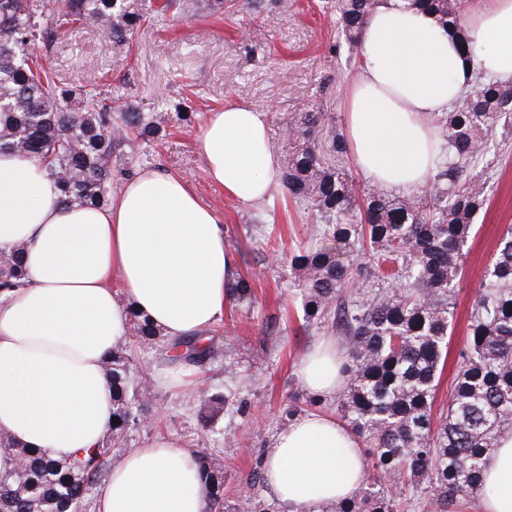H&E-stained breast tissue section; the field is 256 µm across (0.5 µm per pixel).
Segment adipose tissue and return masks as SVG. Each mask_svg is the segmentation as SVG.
I'll return each instance as SVG.
<instances>
[{"mask_svg":"<svg viewBox=\"0 0 512 512\" xmlns=\"http://www.w3.org/2000/svg\"><path fill=\"white\" fill-rule=\"evenodd\" d=\"M512 81V0H482L462 29L405 0H377L358 74L344 99L349 150L370 184L422 187L440 161L431 118L461 103L476 72ZM200 149L212 183L242 204L271 193L277 164L264 114L242 103L209 113ZM45 165L0 154V251H25L24 287L0 297V433L67 459L112 428L105 360L137 310L171 339L208 332L230 304L235 260L221 218L178 177L146 169L103 207L57 202ZM332 339L298 367L331 397L345 378ZM260 464L284 512H321L365 477L360 440L336 417L309 412L273 439ZM481 512H512V434L488 456ZM197 455L168 438L128 451L101 488L96 512H206Z\"/></svg>","mask_w":512,"mask_h":512,"instance_id":"adipose-tissue-1","label":"adipose tissue"}]
</instances>
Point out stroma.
<instances>
[{
	"mask_svg": "<svg viewBox=\"0 0 512 512\" xmlns=\"http://www.w3.org/2000/svg\"><path fill=\"white\" fill-rule=\"evenodd\" d=\"M292 3L288 12L271 18L248 9L224 16L202 13L190 20L170 17L141 28L122 48L86 25L35 46L62 83L95 91L107 104L120 95L141 111L173 114L163 140H138L116 151L114 184L122 186L128 175L144 168L178 176L222 218L236 274L255 280V303L230 304L212 328L226 357L208 365L196 384L168 387L159 382V371L172 362L163 347L130 340L122 345L135 368L133 388H147L153 404L150 418L128 431L123 451L168 437L186 449L212 453L224 464V494L233 505L251 494L246 478L283 427L280 412L290 396L308 397L297 368L328 331L301 329L291 316L299 286L285 258L312 232L315 218L308 204L288 200L280 185L255 204L227 198L209 180L199 140L207 113L236 101L266 114L270 145L282 168L289 159L286 129L292 113H326L329 125L344 131L346 87L359 65L330 52L336 18L325 0ZM162 92L167 95L163 104L157 101ZM183 106L191 121L177 119ZM478 169L491 191L463 258L450 343L454 354L466 341L468 312L481 274L502 231L512 225V141L490 152ZM270 315L277 319L271 331L266 328ZM228 359L236 365V377L224 374ZM204 388L240 394L244 411H223L213 429L205 430L200 418Z\"/></svg>",
	"mask_w": 512,
	"mask_h": 512,
	"instance_id": "obj_1",
	"label": "stroma"
}]
</instances>
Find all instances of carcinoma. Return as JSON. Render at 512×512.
<instances>
[{
	"instance_id": "cac0c4a2",
	"label": "carcinoma",
	"mask_w": 512,
	"mask_h": 512,
	"mask_svg": "<svg viewBox=\"0 0 512 512\" xmlns=\"http://www.w3.org/2000/svg\"><path fill=\"white\" fill-rule=\"evenodd\" d=\"M443 25L462 29L461 0H409ZM376 0H334L337 41L347 60L360 54ZM222 15L237 0H0V151L38 156L60 192L62 205L105 206L112 199V155L133 138L166 132L169 113L137 112L119 104V120L97 94L66 87L39 64L36 42L75 25L92 24L124 45L144 24L166 16L193 18L201 8ZM321 112H304L288 124L292 153L280 181L289 197L307 202L316 216V244L289 256L301 282L302 328L332 327L345 337L346 387L337 410L363 439L370 461L365 482L324 512H460L482 493L487 455L512 433V225L486 266L470 309L468 340L458 354L446 411L433 407L448 360L455 288L476 216L486 206L487 185L475 164L498 148L496 130L512 129V83L477 77L461 104L436 116L450 155L419 192L390 195L353 180L326 155L348 153L343 134L321 138ZM18 248L0 261V297L25 284ZM376 288L354 290L358 260ZM232 300L250 304L254 281L229 285ZM139 343L167 348L200 367L219 357L214 337L168 340L150 320L130 312ZM112 380L111 434L101 446L68 461L18 448L0 437V451L17 458L0 474V512H78L100 482L113 446L149 414V396L129 397L130 360L118 350L106 361ZM211 410L242 405L238 395L210 396ZM209 512H232L224 502V464L197 455Z\"/></svg>"
}]
</instances>
